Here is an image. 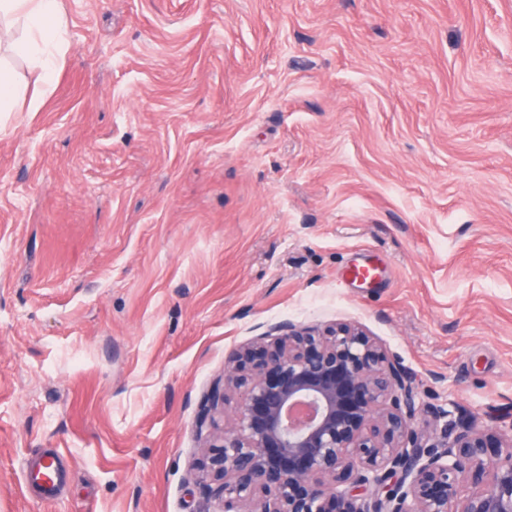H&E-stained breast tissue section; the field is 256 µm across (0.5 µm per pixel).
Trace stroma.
Masks as SVG:
<instances>
[{"instance_id": "1", "label": "stroma", "mask_w": 512, "mask_h": 512, "mask_svg": "<svg viewBox=\"0 0 512 512\" xmlns=\"http://www.w3.org/2000/svg\"><path fill=\"white\" fill-rule=\"evenodd\" d=\"M60 4L51 88L0 42V512H219L204 407L278 322L512 434V0ZM20 99V90L13 74L2 69L0 72V112H11ZM65 474L57 467L55 457H44L37 465L29 466L26 480L38 486L47 498L57 496Z\"/></svg>"}]
</instances>
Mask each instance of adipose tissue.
<instances>
[{
	"label": "adipose tissue",
	"instance_id": "1",
	"mask_svg": "<svg viewBox=\"0 0 512 512\" xmlns=\"http://www.w3.org/2000/svg\"><path fill=\"white\" fill-rule=\"evenodd\" d=\"M23 27L26 37L19 52L37 70L44 85H51L55 52L61 49L59 31L63 19L58 0H0V38L14 26Z\"/></svg>",
	"mask_w": 512,
	"mask_h": 512
}]
</instances>
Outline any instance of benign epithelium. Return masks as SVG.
<instances>
[{"instance_id": "1", "label": "benign epithelium", "mask_w": 512, "mask_h": 512, "mask_svg": "<svg viewBox=\"0 0 512 512\" xmlns=\"http://www.w3.org/2000/svg\"><path fill=\"white\" fill-rule=\"evenodd\" d=\"M207 407L224 427L199 468L224 512H512V437L453 401L419 428L412 374L358 324H276Z\"/></svg>"}]
</instances>
